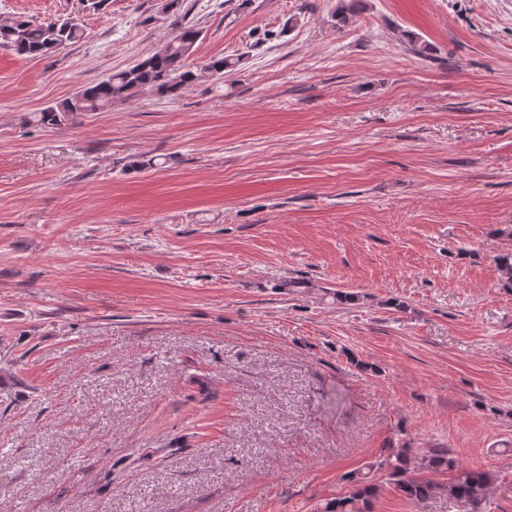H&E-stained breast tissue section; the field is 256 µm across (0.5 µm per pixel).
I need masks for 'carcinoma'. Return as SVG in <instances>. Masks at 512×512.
<instances>
[{"instance_id": "carcinoma-1", "label": "carcinoma", "mask_w": 512, "mask_h": 512, "mask_svg": "<svg viewBox=\"0 0 512 512\" xmlns=\"http://www.w3.org/2000/svg\"><path fill=\"white\" fill-rule=\"evenodd\" d=\"M334 17L340 27L348 25L361 10L362 0H340ZM200 31L192 25L176 23L175 32L154 54L110 74L99 83L84 86L72 96L48 106L35 115L36 124L46 127L75 123L87 114L104 112L116 103L135 99L146 92L177 96L189 85L208 79L217 82L237 68L240 58L213 57L200 69H186L195 51ZM83 37L81 25L73 19L32 22L18 17L0 25V45L28 58L49 57ZM435 474L451 475L446 482L408 476L411 461ZM384 473L395 489L424 509L438 497H445L457 512H482L490 486V476L465 469L450 450L429 448L414 452L407 442L389 446L377 459L346 476L350 491L325 503L321 512H368L379 491L377 475Z\"/></svg>"}]
</instances>
